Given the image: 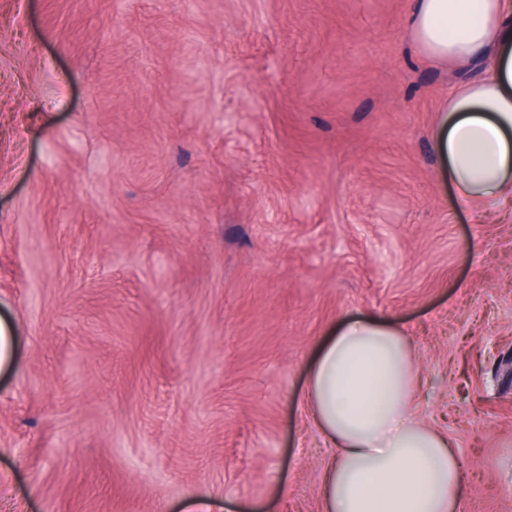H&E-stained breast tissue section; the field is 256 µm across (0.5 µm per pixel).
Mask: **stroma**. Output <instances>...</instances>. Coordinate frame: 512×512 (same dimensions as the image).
<instances>
[{
    "mask_svg": "<svg viewBox=\"0 0 512 512\" xmlns=\"http://www.w3.org/2000/svg\"><path fill=\"white\" fill-rule=\"evenodd\" d=\"M411 0H0V512H320L299 395L368 313L512 512V200L435 139Z\"/></svg>",
    "mask_w": 512,
    "mask_h": 512,
    "instance_id": "obj_1",
    "label": "stroma"
}]
</instances>
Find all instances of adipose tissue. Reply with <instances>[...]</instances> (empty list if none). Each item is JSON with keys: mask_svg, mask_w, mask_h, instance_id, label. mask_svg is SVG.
<instances>
[{"mask_svg": "<svg viewBox=\"0 0 512 512\" xmlns=\"http://www.w3.org/2000/svg\"><path fill=\"white\" fill-rule=\"evenodd\" d=\"M408 25L434 60L492 56L453 92L436 147L461 202L512 193V0H414ZM418 384L409 328L359 315L320 344L303 397L332 449L321 512H462L456 445L415 414Z\"/></svg>", "mask_w": 512, "mask_h": 512, "instance_id": "ef3b65f1", "label": "adipose tissue"}]
</instances>
